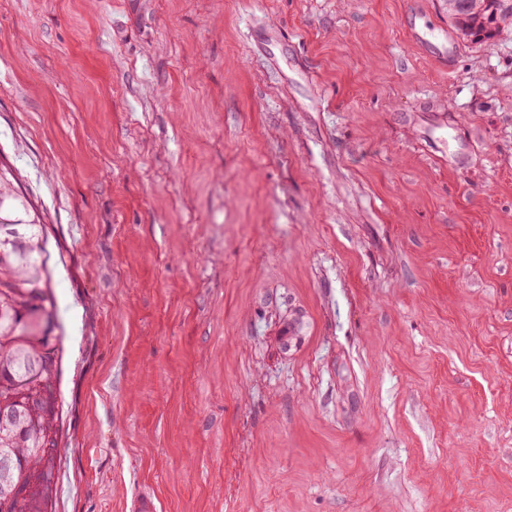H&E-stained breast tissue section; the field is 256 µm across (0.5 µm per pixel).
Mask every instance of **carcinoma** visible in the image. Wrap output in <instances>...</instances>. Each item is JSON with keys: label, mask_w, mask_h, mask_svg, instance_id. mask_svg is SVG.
I'll return each mask as SVG.
<instances>
[{"label": "carcinoma", "mask_w": 512, "mask_h": 512, "mask_svg": "<svg viewBox=\"0 0 512 512\" xmlns=\"http://www.w3.org/2000/svg\"><path fill=\"white\" fill-rule=\"evenodd\" d=\"M448 18L466 41L492 44L512 37V0H450ZM43 225L8 187L0 172V412L18 411L20 421L0 427V454L16 461L12 487H25L46 471H54L59 439L57 406L31 404L39 384L22 386L29 361L41 363V380L58 373L55 357L61 337H48L45 325L55 322L56 300L50 289L44 257ZM0 512H34L32 505L0 490Z\"/></svg>", "instance_id": "carcinoma-1"}]
</instances>
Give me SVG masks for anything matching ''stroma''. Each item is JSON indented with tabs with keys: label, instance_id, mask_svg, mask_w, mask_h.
Wrapping results in <instances>:
<instances>
[{
	"label": "stroma",
	"instance_id": "1",
	"mask_svg": "<svg viewBox=\"0 0 512 512\" xmlns=\"http://www.w3.org/2000/svg\"><path fill=\"white\" fill-rule=\"evenodd\" d=\"M448 0H0L54 512H512V39ZM411 36L413 41L420 44L425 53L429 56L444 60L448 59V62L452 59L456 46L452 37L447 32L440 31L435 38V42L413 28H411Z\"/></svg>",
	"mask_w": 512,
	"mask_h": 512
}]
</instances>
